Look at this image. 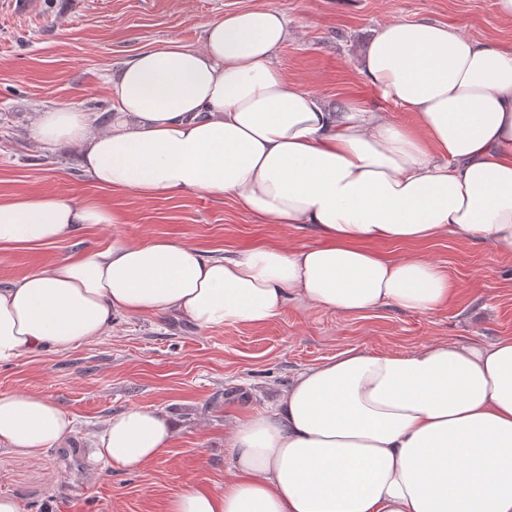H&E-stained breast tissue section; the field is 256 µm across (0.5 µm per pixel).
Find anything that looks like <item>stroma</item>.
Returning <instances> with one entry per match:
<instances>
[{
	"label": "stroma",
	"instance_id": "stroma-1",
	"mask_svg": "<svg viewBox=\"0 0 512 512\" xmlns=\"http://www.w3.org/2000/svg\"><path fill=\"white\" fill-rule=\"evenodd\" d=\"M261 6L291 21L276 55L284 73L331 104L380 105L355 61L383 22L428 19L481 42L512 41V23L499 17L495 0H0V196L99 198L129 218L49 246H0L1 285L116 238L167 237L218 257L320 243L313 226L275 223L230 197L103 190L74 154L36 147L28 133L31 114L54 106L106 116L109 78L140 51L169 39L200 45L208 22ZM420 252L453 284L449 302L430 313L340 314L290 304L264 325L210 328L173 315H118L106 336L0 365V393L40 395L75 420L63 446L37 456L0 454V496L19 499L28 512H167L185 485L223 491L232 477V426L273 405L298 371L351 348L403 352L438 340L489 344L512 336V249L444 237ZM129 407L160 411L177 427L169 448L137 472L93 456L105 421Z\"/></svg>",
	"mask_w": 512,
	"mask_h": 512
}]
</instances>
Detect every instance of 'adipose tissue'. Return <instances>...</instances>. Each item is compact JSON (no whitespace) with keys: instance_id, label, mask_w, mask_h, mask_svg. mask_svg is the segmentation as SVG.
<instances>
[{"instance_id":"adipose-tissue-1","label":"adipose tissue","mask_w":512,"mask_h":512,"mask_svg":"<svg viewBox=\"0 0 512 512\" xmlns=\"http://www.w3.org/2000/svg\"><path fill=\"white\" fill-rule=\"evenodd\" d=\"M287 15L245 9L209 22L201 46L145 50L109 81L112 114H32L34 142L76 148L100 188L145 197L229 196L321 244L213 257L167 238L49 261L0 287V365L103 336L116 314H176L198 328L264 325L287 304L431 312L447 277L422 254L366 243L448 235L512 247V46L429 20L382 24L358 72L384 103L328 107L275 56ZM411 112L395 122L390 107ZM100 201L0 198V245H50L124 224ZM74 432L33 393H0V453L35 456ZM161 412L112 415L99 455L142 470L174 439ZM223 493L190 485L167 512H512V337L437 341L406 353L350 349L300 371L272 409L238 420Z\"/></svg>"}]
</instances>
